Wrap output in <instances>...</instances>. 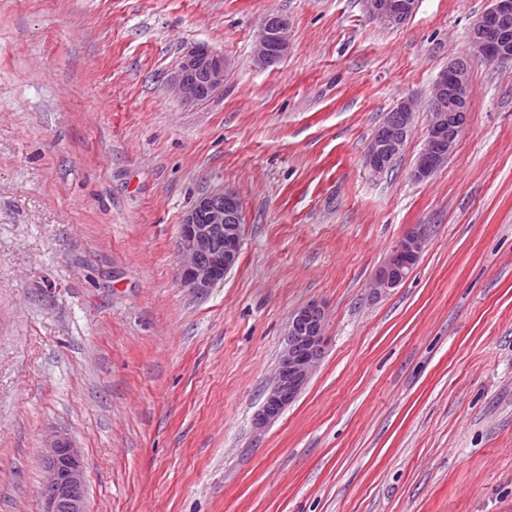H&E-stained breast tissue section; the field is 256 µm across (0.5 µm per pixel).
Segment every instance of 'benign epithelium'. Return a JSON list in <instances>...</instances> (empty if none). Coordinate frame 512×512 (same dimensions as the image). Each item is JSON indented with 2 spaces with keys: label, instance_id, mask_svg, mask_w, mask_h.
<instances>
[{
  "label": "benign epithelium",
  "instance_id": "obj_1",
  "mask_svg": "<svg viewBox=\"0 0 512 512\" xmlns=\"http://www.w3.org/2000/svg\"><path fill=\"white\" fill-rule=\"evenodd\" d=\"M369 18L384 27L403 24L417 0H363ZM491 6L471 25L468 49L436 76L426 106V136L413 179L423 181L443 167L464 132L469 117L468 76L475 61L512 63V0H490ZM288 19L266 14L254 42L255 64L275 65L288 51ZM228 61L204 44L189 48L168 78V87L188 104H198L209 92L224 86ZM418 104L399 102L386 113L368 141L365 166L384 174L410 135ZM240 200L228 189L217 188L197 199L187 211L177 234L181 257L178 276L183 287L206 295L237 263L242 248ZM433 233L430 224H415L391 246L375 271L370 292L378 298L398 287L410 275ZM329 337L326 312L318 302L295 310L288 319L277 365L264 390V401L253 419L263 432L301 393L324 357ZM39 512H87L85 474L79 452L63 434H47Z\"/></svg>",
  "mask_w": 512,
  "mask_h": 512
}]
</instances>
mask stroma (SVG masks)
Segmentation results:
<instances>
[{
	"label": "stroma",
	"instance_id": "obj_1",
	"mask_svg": "<svg viewBox=\"0 0 512 512\" xmlns=\"http://www.w3.org/2000/svg\"><path fill=\"white\" fill-rule=\"evenodd\" d=\"M489 0H0V512H38L53 430L88 512H512V63L478 62L468 127L424 181L426 114L393 168L364 165L425 99ZM289 47L258 68L261 18ZM229 61L188 105L181 54ZM234 189L240 257L178 279V226ZM408 279L367 285L410 225ZM326 354L263 433L253 418L293 311ZM417 0H363L369 18L384 27L403 24L415 11ZM418 108L413 99L400 101L375 128L364 154L365 166L372 174H384L400 154L410 135Z\"/></svg>",
	"mask_w": 512,
	"mask_h": 512
}]
</instances>
